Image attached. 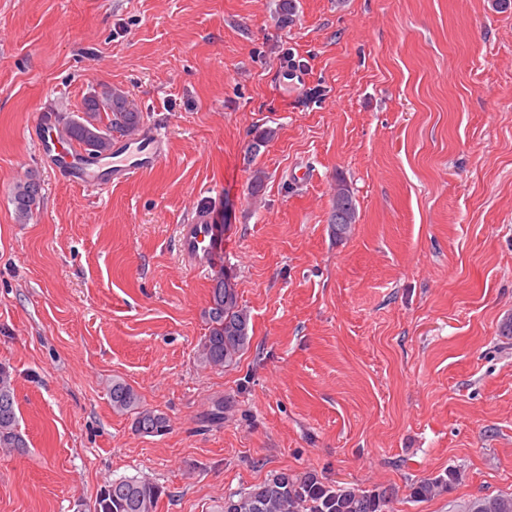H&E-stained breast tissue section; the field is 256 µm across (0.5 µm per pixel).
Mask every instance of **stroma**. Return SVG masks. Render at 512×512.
Segmentation results:
<instances>
[{"label": "stroma", "instance_id": "1", "mask_svg": "<svg viewBox=\"0 0 512 512\" xmlns=\"http://www.w3.org/2000/svg\"><path fill=\"white\" fill-rule=\"evenodd\" d=\"M295 5L283 24L281 0H0V364L29 444L0 453V512H94L133 476L157 512H220L283 471L386 490L384 512L512 494V6ZM103 84L165 134L158 167L104 193L31 138ZM196 204L252 325L224 368L197 360L212 276L174 242ZM116 379L165 434L113 412ZM41 197V184L29 178L15 187L13 204L20 221H27ZM356 220L357 207L354 196L346 181L339 179L336 183V192L328 220L336 233L337 240L349 237L352 224H355Z\"/></svg>", "mask_w": 512, "mask_h": 512}]
</instances>
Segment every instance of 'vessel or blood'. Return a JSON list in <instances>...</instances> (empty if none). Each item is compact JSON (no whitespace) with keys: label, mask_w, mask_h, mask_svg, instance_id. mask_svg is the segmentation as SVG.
I'll use <instances>...</instances> for the list:
<instances>
[{"label":"vessel or blood","mask_w":512,"mask_h":512,"mask_svg":"<svg viewBox=\"0 0 512 512\" xmlns=\"http://www.w3.org/2000/svg\"><path fill=\"white\" fill-rule=\"evenodd\" d=\"M34 143L41 155L52 158L56 168L65 170L70 181L81 184L95 182L101 185L120 181L131 175L156 167L163 159L162 139L157 132L139 135L134 139L115 140L112 149V164L104 166L102 161L78 160L68 147L54 140L51 129L36 127ZM178 251L196 272L210 271L224 252V233L216 224L212 212L196 208L188 223L179 225Z\"/></svg>","instance_id":"1"}]
</instances>
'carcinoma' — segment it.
<instances>
[{"label":"carcinoma","instance_id":"obj_1","mask_svg":"<svg viewBox=\"0 0 512 512\" xmlns=\"http://www.w3.org/2000/svg\"><path fill=\"white\" fill-rule=\"evenodd\" d=\"M142 122V112L120 88L103 86L87 96L81 112L63 121L65 136L98 158L112 151L118 135H128ZM41 197V184L29 178L15 187L13 204L19 220L25 222ZM357 220V207L345 180L336 183V192L328 223L336 239L349 237ZM208 334L201 339L197 358L205 367L220 368L236 362L249 345L250 316L240 307L238 294L224 273L212 279L210 305L206 311ZM114 412L131 417L134 430L158 436L169 430L166 415L141 404L134 388L122 380L112 381L109 389ZM0 451L24 454L28 443L19 428L14 377L10 369L0 365ZM449 480L439 478L421 481L415 494L428 497L448 488ZM162 494L157 483L138 477L107 482L100 490L95 512H155ZM387 492L336 486H325L316 478L298 477L280 472L239 493L224 497L221 512H383ZM475 512H512V494L485 498Z\"/></svg>","mask_w":512,"mask_h":512}]
</instances>
